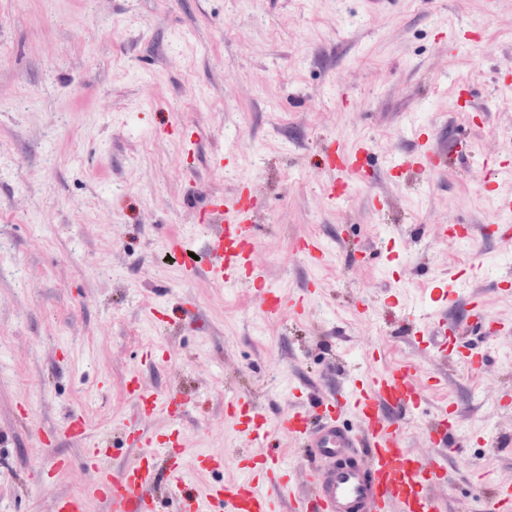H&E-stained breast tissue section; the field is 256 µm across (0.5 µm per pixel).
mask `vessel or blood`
<instances>
[{"instance_id": "b4317fda", "label": "vessel or blood", "mask_w": 512, "mask_h": 512, "mask_svg": "<svg viewBox=\"0 0 512 512\" xmlns=\"http://www.w3.org/2000/svg\"><path fill=\"white\" fill-rule=\"evenodd\" d=\"M411 138L413 151L393 158L392 167L433 170L443 146L418 126L412 127ZM367 152L363 141L350 148L337 147L328 162L334 180L344 186L350 179L365 178L362 157ZM258 205L253 197L236 201L231 208L223 198L212 199L211 229L204 246L207 265L191 257V244L180 241L176 247L184 254L187 275L204 267L220 286L236 288L248 282L259 295L264 313L273 316L278 312L279 291L265 281L254 257L255 227L250 213ZM421 332L430 336L439 354H447V318L425 323ZM422 398L416 368L410 363L359 382L346 379L329 394L314 397V411L294 408L278 422L280 438L306 448V462L272 455L247 468L236 484H213L203 494L193 488V471L185 469V450L178 441L161 442L140 427H127L126 441L139 447V455L120 467L104 468L100 465L103 445L90 438L81 419H72L68 431L86 445L84 464L98 472L93 492L107 512H157L159 499L153 487L159 460L167 473L165 489L174 512H209L214 501L223 512H443V501L435 492L444 482L440 450L453 437L456 422L439 413L428 432L432 454L409 448L407 415L418 410ZM228 405L244 413L246 434L265 436L262 411L241 396L231 397ZM350 414L360 423V430L345 425Z\"/></svg>"}]
</instances>
